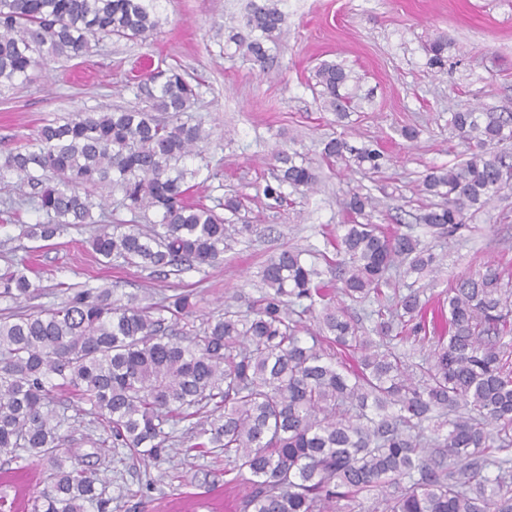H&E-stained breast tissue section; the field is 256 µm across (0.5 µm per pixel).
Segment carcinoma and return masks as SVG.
<instances>
[{"label":"carcinoma","instance_id":"obj_1","mask_svg":"<svg viewBox=\"0 0 512 512\" xmlns=\"http://www.w3.org/2000/svg\"><path fill=\"white\" fill-rule=\"evenodd\" d=\"M152 0H0V86L26 83L52 60L88 53L99 37L145 40L158 21ZM248 35L228 36L258 64L284 24L264 3L247 13ZM451 43H429L434 72L448 65ZM325 107L348 117L354 77L336 62L315 73ZM144 106L81 112L42 125L31 146L0 157V182L26 183L45 221L29 230L50 241L66 224H85L105 195L118 193L134 214L160 217L141 227L103 224L90 245L107 261L142 268L211 266L226 240L249 233L215 209L189 200L180 168L202 124L185 117L196 88L177 70L148 73L137 84ZM461 141L474 146L460 163L432 168L423 191L442 199L423 208L421 224L451 236L468 213L486 208L512 183V164L496 151L512 138V115L476 108L451 114ZM322 157L379 173L389 156L373 144L324 143ZM279 166L265 196L312 188L315 170L296 150ZM376 204L355 189L344 202L348 223L331 246L336 283L322 280L302 252L284 249L260 269L265 291L244 312L224 311L203 329L185 328L193 293L164 303L120 304L112 289L85 288L60 308L0 317V456L23 451L40 464L44 487L31 512H86L109 500L90 459L126 448L156 460L172 433L189 422L187 451L224 455L231 484L250 475L241 512H362L359 496L381 492L374 512H512V277L486 263L448 286V308L429 312L420 292L394 293L389 271L419 279L436 256L419 238L362 223ZM40 285L30 269L0 273V299L22 303ZM378 304L373 330L355 320L337 295ZM309 315L318 335L306 341L293 316ZM431 344L420 364L370 336ZM90 404L107 437L93 452L62 451L65 437L55 392ZM497 474L491 478L490 468Z\"/></svg>","mask_w":512,"mask_h":512}]
</instances>
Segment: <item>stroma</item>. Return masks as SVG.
<instances>
[{
	"label": "stroma",
	"mask_w": 512,
	"mask_h": 512,
	"mask_svg": "<svg viewBox=\"0 0 512 512\" xmlns=\"http://www.w3.org/2000/svg\"><path fill=\"white\" fill-rule=\"evenodd\" d=\"M249 2L155 0L159 26L147 40L103 38L87 55L50 62L32 82L0 87L1 153L26 147L46 121L138 105V69H178L198 86L191 114L210 134L198 156L185 162L210 170L209 177L193 179L191 198L216 207L239 196L241 219L255 226L225 251L222 264L159 274L102 262L88 244L93 224L67 227L49 241L31 237L29 228L44 217L29 187L0 183V211L16 209L11 223H0V269L32 266L41 293L31 307H61L70 285L86 284L111 288L120 300L136 296L143 305L191 290L201 321L227 308L245 309L260 294L257 273L268 258L289 247L325 250L346 221L343 198L359 185L380 200L372 223L418 236L439 255L440 270L423 287L430 301L445 298L454 279L484 263L512 261L510 186L454 236L415 220L426 170L456 163L464 150L448 125L450 113L471 107L512 113V0H271L285 23L281 49L264 69L227 41L230 31L243 30ZM440 36L452 47L447 69L435 73L425 47ZM325 60L341 63L358 81L359 107L342 122L325 109L315 84V68ZM405 126L419 128L417 141L401 137ZM340 136L354 146L378 143L388 166L378 174L327 166L322 143ZM291 142L320 179L314 190L278 205L264 187L275 151ZM62 400L66 447L86 453L100 430L91 415L78 413V399L66 394ZM189 443L180 425L165 460L145 461L124 448L101 457L94 469L112 512H179L193 496L209 499L214 512L235 506L238 491L224 483L223 458L187 452Z\"/></svg>",
	"instance_id": "obj_1"
}]
</instances>
